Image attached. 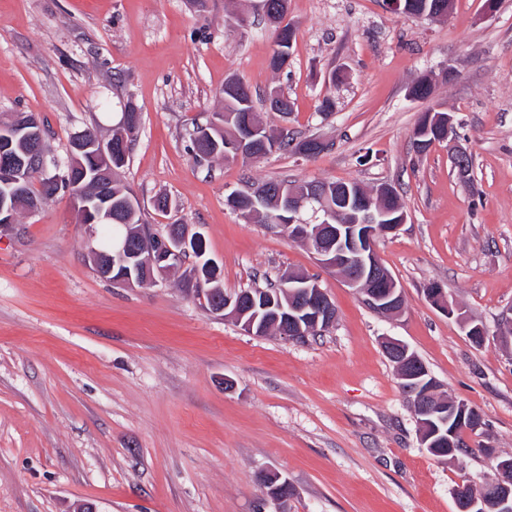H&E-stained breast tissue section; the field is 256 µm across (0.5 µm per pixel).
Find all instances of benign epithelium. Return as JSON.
I'll use <instances>...</instances> for the list:
<instances>
[{"label":"benign epithelium","mask_w":512,"mask_h":512,"mask_svg":"<svg viewBox=\"0 0 512 512\" xmlns=\"http://www.w3.org/2000/svg\"><path fill=\"white\" fill-rule=\"evenodd\" d=\"M448 121V141L455 142L451 151L454 167L460 179L469 178L470 169L467 160L470 152L456 143L453 117L441 113L429 117V120ZM257 134L250 126L228 145L225 156L247 157L250 154L247 143ZM92 157L100 165L99 176L102 182L112 180V138L99 136L87 137L77 133L70 147L67 171L81 167L83 157ZM45 160V130L41 121L34 118L24 124L0 126V185L10 193H18L27 180L31 169L40 165L44 177L57 181L60 176L49 175ZM395 193L392 186L382 184L364 194L351 195L346 188L336 189V205L327 209L320 224H297L293 215L299 213L304 200L290 192L280 196L279 208L292 215L289 219L288 237L312 247L316 261L321 266L339 274L365 302L377 313L394 315L402 311L403 294L401 287L383 266L376 250V239L396 232L407 221V213L402 211L391 216L375 206V199ZM74 210L84 214L86 223L95 224L101 220H112V207L100 208L87 202L82 193L70 196ZM156 238L141 246L123 245L116 254L98 253L94 258L97 271L112 284L127 288L132 284V273L147 284L158 281V277L167 273V266L178 261L183 253L189 251L188 236H180L166 226L165 231L152 230ZM281 288L288 294L287 303L261 302L255 299L244 301L242 295L224 294V302L218 303L214 290L202 288L199 295L212 298L213 312L224 314V318L233 320L241 329L254 336L266 335V323L259 320L260 312L266 311L272 318L287 328L284 339L301 341L307 338V328L325 327L333 324L336 309L320 287L317 280L287 275ZM429 300L447 314L454 313L449 305L443 288L433 283L427 288ZM385 348L393 358L398 376L409 384L412 407L419 430V441L423 448H431L430 439L440 434L439 425L451 421H466L473 431L483 428L480 413L462 402L448 401V408L430 397V392L421 390L423 378L429 371L418 356L404 343L388 339ZM499 482L490 495H466L460 499L459 512H512V458H502L498 463ZM288 482L282 481L275 493H267L260 498L258 512H269L274 506L275 512H288Z\"/></svg>","instance_id":"7a95c632"}]
</instances>
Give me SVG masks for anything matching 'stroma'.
I'll return each instance as SVG.
<instances>
[{"label":"stroma","instance_id":"obj_1","mask_svg":"<svg viewBox=\"0 0 512 512\" xmlns=\"http://www.w3.org/2000/svg\"><path fill=\"white\" fill-rule=\"evenodd\" d=\"M259 4L0 0V120L39 116L63 166L76 133L107 131L137 106L118 178L144 222L202 233L226 292L293 271L317 277L336 307L321 337L252 336L178 288V274L134 288L102 278L87 248L103 227L76 223L68 195L22 212L0 232V512H254L266 473L291 485L288 512H458V486L496 476L485 448L512 456V342L501 341L512 314V0L492 13L454 0L433 20L384 0H288L297 32L281 72ZM448 67L454 80L441 76ZM426 74L431 96L410 98ZM231 77L291 101L289 117L265 113L268 129L329 150L196 165L189 135L222 109ZM430 108L453 114L469 181L447 145L415 151ZM276 179L396 189L407 222L377 251L402 288L399 315L376 313L307 245L227 206L230 191ZM161 195L172 200L164 213ZM432 283L456 314L431 304ZM467 319L485 328L483 346ZM389 338L482 415L465 436L470 454L421 448Z\"/></svg>","mask_w":512,"mask_h":512}]
</instances>
